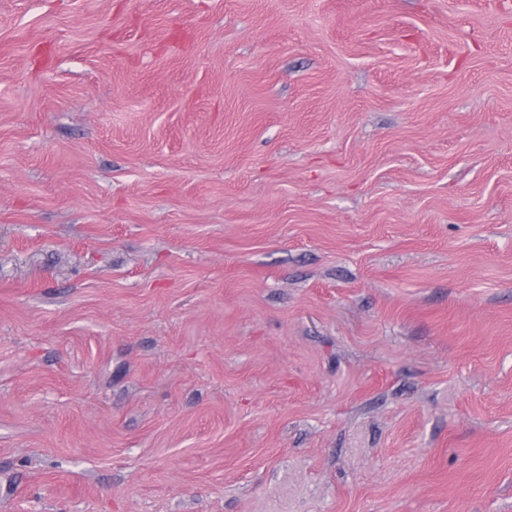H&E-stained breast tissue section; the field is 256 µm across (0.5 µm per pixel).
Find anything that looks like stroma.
<instances>
[{
	"label": "stroma",
	"mask_w": 512,
	"mask_h": 512,
	"mask_svg": "<svg viewBox=\"0 0 512 512\" xmlns=\"http://www.w3.org/2000/svg\"><path fill=\"white\" fill-rule=\"evenodd\" d=\"M0 512H512V0H0Z\"/></svg>",
	"instance_id": "obj_1"
}]
</instances>
